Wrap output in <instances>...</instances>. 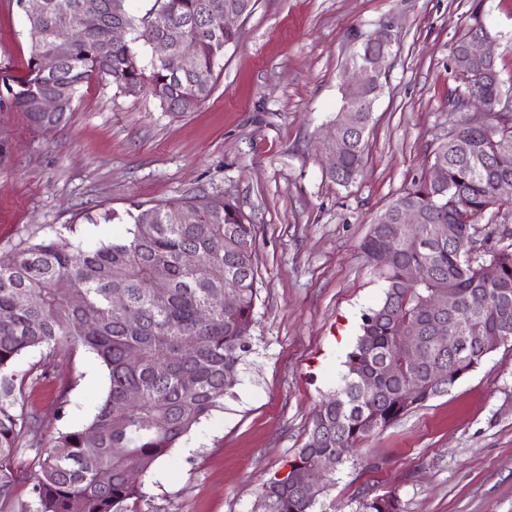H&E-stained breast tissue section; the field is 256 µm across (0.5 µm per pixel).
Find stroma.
<instances>
[{
	"instance_id": "obj_1",
	"label": "stroma",
	"mask_w": 512,
	"mask_h": 512,
	"mask_svg": "<svg viewBox=\"0 0 512 512\" xmlns=\"http://www.w3.org/2000/svg\"><path fill=\"white\" fill-rule=\"evenodd\" d=\"M473 0H257L198 109L163 111L148 92L91 76L58 126L34 127L10 104L27 73L30 26L0 0V258L70 226L73 241L126 233L94 223L187 194L232 199L256 230L252 351L222 408L160 458L129 512H254L314 415L339 388L361 316L385 284L358 248L373 219L425 173L457 113L449 50ZM504 93L512 96V0H483ZM389 26L384 88L366 133L362 174L326 176L317 147L342 106L353 30ZM70 385L51 431L86 423L106 377L77 352L28 389L47 412ZM327 512H355L360 492H396L404 512H512V346L487 355L448 393L363 443L337 468Z\"/></svg>"
}]
</instances>
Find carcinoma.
I'll list each match as a JSON object with an SVG mask.
<instances>
[{
  "instance_id": "cac0c4a2",
  "label": "carcinoma",
  "mask_w": 512,
  "mask_h": 512,
  "mask_svg": "<svg viewBox=\"0 0 512 512\" xmlns=\"http://www.w3.org/2000/svg\"><path fill=\"white\" fill-rule=\"evenodd\" d=\"M17 2L43 37L32 43L26 78L9 93L13 106L39 127L32 101L58 85L69 88L73 101L93 73L111 78L125 93L149 91L166 112L194 111L210 97L215 67L237 38L236 30L224 29V11L248 17L257 0H150L143 12L125 8L118 16L113 0ZM87 11L101 17L94 31L82 29ZM481 18L477 0L450 51L466 45ZM116 21L128 30L121 44L108 37ZM171 26L181 27L193 47L187 67L177 54L156 62L139 50ZM59 27L78 34L67 60L54 57L51 33ZM351 41L358 63L381 52L369 33L354 30ZM455 79L461 94L477 103L490 106L502 92L495 63L474 66ZM370 119L369 112L356 113L357 128L323 147L332 156L326 175L339 186L351 185L361 172ZM456 131L468 141L466 154L446 142L433 150V162L448 171V184L412 179L359 243L386 284L384 297L363 314L342 385L321 404L306 442L288 462L291 468H315L324 455L344 464L370 435L441 395L431 377L434 366L442 365L455 383L480 364L484 342L512 337V228L499 221L500 210L512 208V201L495 195L497 179L512 177V112H486L481 125L467 112ZM404 208L423 216L418 239L408 225L397 223ZM153 209L152 224L140 223L131 210L104 216L129 225L121 240L84 248L59 231L53 238L24 241L11 264L0 266V512H125L127 501L143 497L142 484L129 482L127 473L147 474L232 394L239 366L252 350L254 225L224 197L206 210L189 196ZM188 253L195 262L186 263ZM214 264L224 266L221 282L210 276ZM489 265L499 270L493 279L486 277ZM408 266L420 270L418 283L404 281ZM62 280L69 283L65 294L57 291ZM226 290L237 298L230 308L212 302ZM114 293L124 296L123 306L113 304ZM448 294L458 301L453 312L428 308L432 299ZM130 314L138 323L128 322ZM438 324L452 340L446 351L428 335ZM410 331L423 343L419 364L405 360L398 348ZM33 349L41 358L18 369V360ZM80 350L94 354L103 367L106 394L88 422L46 444L43 428L61 417L68 389L43 415L26 411V391ZM386 363L394 365L390 375L383 372ZM130 391L140 394L138 403L128 401ZM24 464L39 468L42 478L31 488L29 504L17 508L15 488ZM332 481L327 475L317 489L304 491L275 476L260 494L269 512H315ZM355 512L403 509L390 492L362 496Z\"/></svg>"
}]
</instances>
